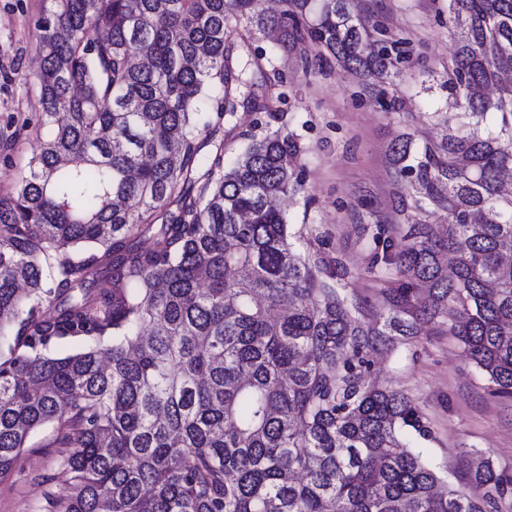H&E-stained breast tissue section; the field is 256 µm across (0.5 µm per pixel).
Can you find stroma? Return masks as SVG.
I'll list each match as a JSON object with an SVG mask.
<instances>
[{
  "instance_id": "1",
  "label": "stroma",
  "mask_w": 512,
  "mask_h": 512,
  "mask_svg": "<svg viewBox=\"0 0 512 512\" xmlns=\"http://www.w3.org/2000/svg\"><path fill=\"white\" fill-rule=\"evenodd\" d=\"M45 0H0V138L21 132L10 160H0V193L14 187L19 167L38 153L34 125L40 110L32 74L40 64L33 20ZM366 23L381 24L388 38L403 39L396 73L366 79L340 67L306 70L299 54L257 36L266 72L284 76L278 105L283 123L303 153L300 193L280 200L294 231L332 252L346 266L345 284L381 317L380 291L390 287L385 267L367 272L372 237L364 225H381L394 243L405 228L399 211L390 147L403 133L413 149L440 141L446 129L435 113L448 112L449 48L454 27L448 0H355ZM264 112L239 104L224 129L225 162H232L250 135L265 130ZM372 376L411 396L431 434L422 443L432 465L453 485L465 486L476 453L497 468L512 471V399L492 397L482 374L465 358L447 331L423 332L413 342L379 356ZM51 428L34 434L12 473L0 480V512H45L44 493L61 489L68 475L65 449L48 446Z\"/></svg>"
}]
</instances>
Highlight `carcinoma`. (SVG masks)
I'll return each mask as SVG.
<instances>
[{"mask_svg":"<svg viewBox=\"0 0 512 512\" xmlns=\"http://www.w3.org/2000/svg\"><path fill=\"white\" fill-rule=\"evenodd\" d=\"M53 2L34 19L41 149L0 196V477L51 424L70 478L47 512H505L511 473L486 459L470 474L481 497L439 490L410 438L430 433L418 406L368 378L446 327L512 398V0H448L459 112L440 142L391 147L410 204L404 246L373 236L367 271L393 275L380 320L271 205L297 191L301 154L271 127L281 77L255 103L265 133L228 167L224 123L244 74L232 47L254 54L257 33L365 78L389 74L404 40L352 0ZM490 84L496 97L478 93Z\"/></svg>","mask_w":512,"mask_h":512,"instance_id":"cac0c4a2","label":"carcinoma"}]
</instances>
